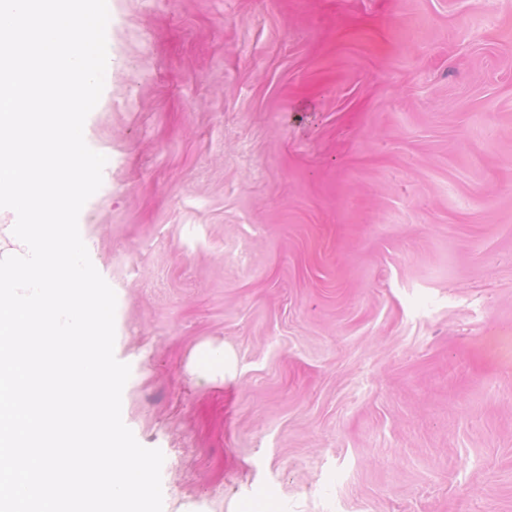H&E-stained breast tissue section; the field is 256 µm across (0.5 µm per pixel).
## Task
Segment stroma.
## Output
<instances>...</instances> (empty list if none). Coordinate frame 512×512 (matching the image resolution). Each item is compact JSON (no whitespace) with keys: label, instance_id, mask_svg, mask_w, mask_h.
<instances>
[{"label":"stroma","instance_id":"35a3bbf8","mask_svg":"<svg viewBox=\"0 0 512 512\" xmlns=\"http://www.w3.org/2000/svg\"><path fill=\"white\" fill-rule=\"evenodd\" d=\"M107 46L78 225L163 512H512V0H112ZM228 366L224 358V349H214L209 346L202 347L195 355L194 372L197 376L214 381L224 379Z\"/></svg>","mask_w":512,"mask_h":512}]
</instances>
